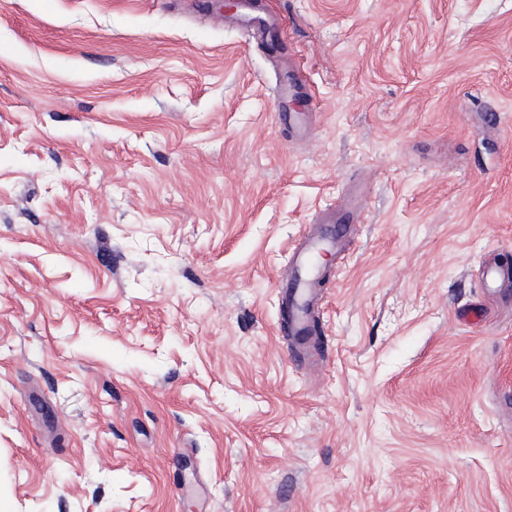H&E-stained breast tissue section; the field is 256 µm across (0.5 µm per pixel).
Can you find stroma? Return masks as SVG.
Instances as JSON below:
<instances>
[{"label":"stroma","instance_id":"obj_1","mask_svg":"<svg viewBox=\"0 0 512 512\" xmlns=\"http://www.w3.org/2000/svg\"><path fill=\"white\" fill-rule=\"evenodd\" d=\"M0 494L512 512V0H0ZM361 216L362 214L357 217L355 213L347 214L326 229L306 235L305 242L293 248L289 258L290 274L288 279L282 281V301L288 310V317L281 328L284 336H306L313 327L312 313L316 311L320 301L317 288H313V281L317 276L315 258L322 252L337 249L348 231L347 225L352 224L355 218L356 224L360 223Z\"/></svg>","mask_w":512,"mask_h":512}]
</instances>
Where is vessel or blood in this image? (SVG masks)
<instances>
[{"label": "vessel or blood", "mask_w": 512, "mask_h": 512, "mask_svg": "<svg viewBox=\"0 0 512 512\" xmlns=\"http://www.w3.org/2000/svg\"><path fill=\"white\" fill-rule=\"evenodd\" d=\"M354 220V215H346L294 247L289 258L290 274L282 283V301L288 310V317L282 323L284 336L307 335L312 314L319 305V295L313 286L317 276L315 259L320 253L337 249Z\"/></svg>", "instance_id": "1"}]
</instances>
